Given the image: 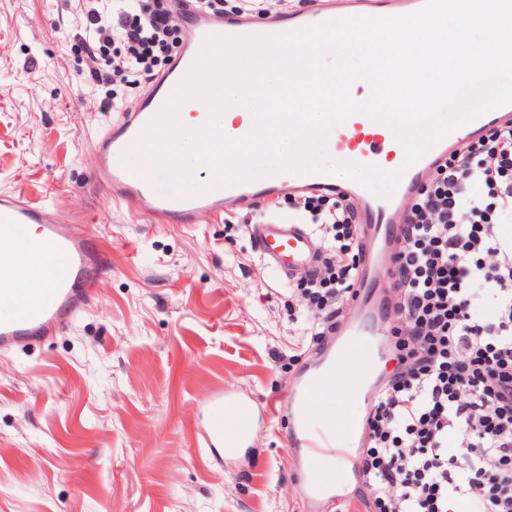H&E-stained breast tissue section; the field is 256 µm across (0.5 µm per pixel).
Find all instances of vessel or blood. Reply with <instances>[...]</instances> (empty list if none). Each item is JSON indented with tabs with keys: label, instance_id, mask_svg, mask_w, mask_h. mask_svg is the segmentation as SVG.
<instances>
[{
	"label": "vessel or blood",
	"instance_id": "b4317fda",
	"mask_svg": "<svg viewBox=\"0 0 512 512\" xmlns=\"http://www.w3.org/2000/svg\"><path fill=\"white\" fill-rule=\"evenodd\" d=\"M423 4L424 0H356L355 14L406 15L418 11ZM342 16L341 8L322 5L306 13L275 14L264 26L257 27L245 16L225 20L186 6L181 18L187 29L182 58L156 81L136 109L123 113L95 147L94 181L98 187L141 215L163 217L173 224H190L202 212L220 215L227 209L247 208L261 198L302 192L313 186L337 192L354 204L365 251L352 299L356 314L342 321L317 358L303 364L283 404L292 418L288 446L307 473L297 497L300 512H326L327 503L338 500L340 491L358 475L356 450L365 438L372 379L385 360L377 336L390 321L386 299L378 293L380 276L388 268L389 253L400 235L405 210L418 184L450 147L512 114V105L498 107L456 129L408 168L403 165L405 151L388 126L361 114L336 126L334 142L338 154H357L366 163L384 169L404 168L396 191L388 199L370 194L355 181L337 184L323 171L280 172L184 195L157 188L152 168L131 167L127 156L143 145L147 126L171 101L192 65L200 59L206 39L277 35ZM22 224L39 225L50 273L39 286L29 287L15 277L12 256H0V305L11 309L8 317H0L1 355L73 322L94 296L99 272L109 264L107 252L92 247L82 227L59 223L47 204L0 195V229ZM251 232L260 254L272 268L286 269L291 261L315 266L317 247L305 225L271 221L252 225ZM257 419L251 401L228 391L219 392L207 412L200 445L219 457L236 455L245 447Z\"/></svg>",
	"mask_w": 512,
	"mask_h": 512
}]
</instances>
